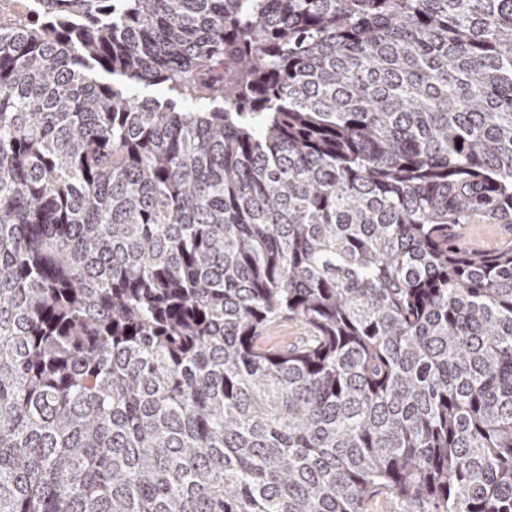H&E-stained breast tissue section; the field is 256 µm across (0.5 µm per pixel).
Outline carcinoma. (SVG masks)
I'll return each instance as SVG.
<instances>
[{"label": "carcinoma", "instance_id": "carcinoma-1", "mask_svg": "<svg viewBox=\"0 0 512 512\" xmlns=\"http://www.w3.org/2000/svg\"><path fill=\"white\" fill-rule=\"evenodd\" d=\"M44 3L0 24V512H512V238L458 233L512 225V0ZM308 329L295 320L283 319L269 325L263 336H268L267 340L278 346H283L297 341L301 336H308Z\"/></svg>", "mask_w": 512, "mask_h": 512}]
</instances>
